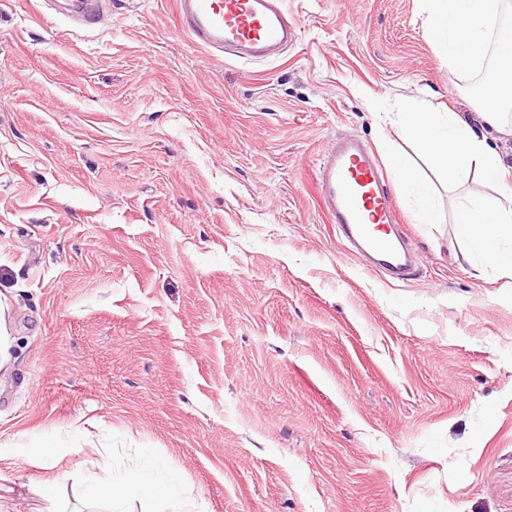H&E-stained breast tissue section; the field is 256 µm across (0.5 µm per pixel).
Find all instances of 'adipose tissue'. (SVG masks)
Listing matches in <instances>:
<instances>
[{
    "label": "adipose tissue",
    "instance_id": "1",
    "mask_svg": "<svg viewBox=\"0 0 512 512\" xmlns=\"http://www.w3.org/2000/svg\"><path fill=\"white\" fill-rule=\"evenodd\" d=\"M426 24L445 52L448 67L457 72L483 69L487 56L512 65V30L499 28L505 0H420ZM512 101V82L487 87L478 99V125H471L452 112L413 111L398 115L402 135L412 139L423 152L429 169L446 174L449 180L473 175L495 186L497 195L485 198L474 193L457 205V236L470 248L466 258L474 270L493 268L512 288V255L501 250L512 240V182L504 175L500 153L488 142V131L512 138V123L503 110ZM402 188L420 199L418 220L437 224L441 212L429 194L419 171L400 165L395 169ZM89 475L84 487L88 499L120 512L129 496L164 498L177 506L175 482L159 484L153 469L146 468L129 479H116L108 465L87 460Z\"/></svg>",
    "mask_w": 512,
    "mask_h": 512
}]
</instances>
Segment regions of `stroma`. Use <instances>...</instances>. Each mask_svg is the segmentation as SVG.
<instances>
[{
    "instance_id": "obj_1",
    "label": "stroma",
    "mask_w": 512,
    "mask_h": 512,
    "mask_svg": "<svg viewBox=\"0 0 512 512\" xmlns=\"http://www.w3.org/2000/svg\"><path fill=\"white\" fill-rule=\"evenodd\" d=\"M104 2L82 27L0 0V512H106L94 448L177 475L184 512H512V288L455 234L493 189L433 175L422 224L392 178L422 163L396 112L477 121L419 0H286L297 42L248 62L176 0ZM343 136L380 157L414 279L321 206Z\"/></svg>"
}]
</instances>
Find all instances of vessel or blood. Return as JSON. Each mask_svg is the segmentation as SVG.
Wrapping results in <instances>:
<instances>
[{
	"mask_svg": "<svg viewBox=\"0 0 512 512\" xmlns=\"http://www.w3.org/2000/svg\"><path fill=\"white\" fill-rule=\"evenodd\" d=\"M177 16L193 42L246 61L273 57L297 39L283 0H177ZM380 174L372 148L349 140L336 143L318 181L322 207L337 235L371 268L404 275L406 234Z\"/></svg>",
	"mask_w": 512,
	"mask_h": 512,
	"instance_id": "obj_1",
	"label": "vessel or blood"
}]
</instances>
